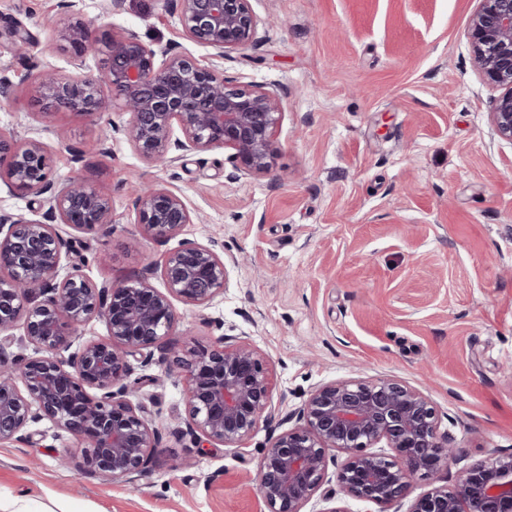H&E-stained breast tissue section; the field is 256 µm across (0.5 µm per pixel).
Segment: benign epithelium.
Segmentation results:
<instances>
[{
    "label": "benign epithelium",
    "mask_w": 512,
    "mask_h": 512,
    "mask_svg": "<svg viewBox=\"0 0 512 512\" xmlns=\"http://www.w3.org/2000/svg\"><path fill=\"white\" fill-rule=\"evenodd\" d=\"M250 0H178L185 36L222 60L256 39L258 19ZM468 35L483 80L503 89L492 102L494 133L512 143V0H481ZM0 38L19 47L30 36L18 23ZM77 60L73 71L39 72L41 113L95 116L120 102L130 114L121 129L147 160L170 166L183 153L232 150L247 176L273 170L275 135L283 115L281 95L224 75L141 41L132 32H99L77 19L67 30ZM105 56L97 73L87 70L88 52ZM45 144L21 141L0 127V185L48 205L53 224L0 217V443L29 423L47 419L84 447L79 472L135 481L147 474L159 443L145 406L151 363L171 375L183 371L185 435L192 445L246 447L260 422L272 418L267 359L248 341L224 335L212 349L176 350L173 301L206 306L223 290L224 257L210 245L182 241L161 266L163 288L145 272L125 282L98 286L65 271L70 245L63 227L92 233L111 223L108 199L85 180L58 186L50 180ZM138 223L149 237L166 241L192 223L181 196L166 188L141 190ZM102 321L107 336L81 340V329ZM22 328L27 356H12L5 343ZM299 426L278 435L256 472L266 512H301L329 482L328 467L343 496L387 505L406 497L412 479L429 476L452 458L438 435L435 408L418 389L393 379L343 380L316 388L298 410ZM383 443L392 458L373 451ZM346 457L336 463V453ZM409 512H512V456L471 465L454 490L435 486L418 496Z\"/></svg>",
    "instance_id": "obj_1"
}]
</instances>
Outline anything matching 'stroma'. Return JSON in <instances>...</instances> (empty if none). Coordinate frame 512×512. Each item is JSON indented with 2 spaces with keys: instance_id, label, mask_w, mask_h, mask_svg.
I'll list each match as a JSON object with an SVG mask.
<instances>
[{
  "instance_id": "35a3bbf8",
  "label": "stroma",
  "mask_w": 512,
  "mask_h": 512,
  "mask_svg": "<svg viewBox=\"0 0 512 512\" xmlns=\"http://www.w3.org/2000/svg\"><path fill=\"white\" fill-rule=\"evenodd\" d=\"M481 0H250L258 38L224 73L283 93L271 173L237 175L230 150L148 163L93 117L38 115L34 75L69 73L63 34L80 17L209 65L188 40L176 0H0V27L20 23L26 51L0 39L12 86L0 126L43 141L52 178L80 176L111 202V221L71 232L91 281L118 283L180 240L215 244L228 267L205 306L176 303L174 340L216 346L233 335L270 357L275 416L243 449L192 448L180 436L182 385L160 377L145 403L161 452L135 482L77 477L58 457L76 441L49 420L0 443V501L41 512H265L256 467L318 386L390 378L420 390L455 456L410 497L378 508L325 484L302 512H408L414 496L455 488L472 464L512 455V143L495 137L499 94L473 62L468 22ZM183 197L193 216L159 242L137 222L136 182Z\"/></svg>"
}]
</instances>
